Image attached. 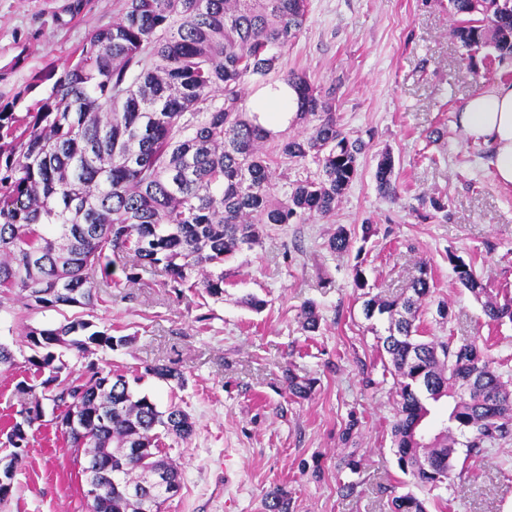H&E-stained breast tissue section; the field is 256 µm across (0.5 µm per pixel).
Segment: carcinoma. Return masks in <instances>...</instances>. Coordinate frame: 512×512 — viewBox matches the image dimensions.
I'll list each match as a JSON object with an SVG mask.
<instances>
[{
    "label": "carcinoma",
    "mask_w": 512,
    "mask_h": 512,
    "mask_svg": "<svg viewBox=\"0 0 512 512\" xmlns=\"http://www.w3.org/2000/svg\"><path fill=\"white\" fill-rule=\"evenodd\" d=\"M446 9L454 18L451 35L467 51L490 47L501 60L512 57V0H447ZM308 14L309 0H123L119 16L92 31L61 71L37 77L51 82L44 97L23 114L1 108L0 310L14 301L61 313L92 309L112 297V268L127 257L131 281L151 269L174 288L221 299L224 262L260 244L272 226L333 213L367 144L339 123L336 88L282 73L281 59ZM275 79L296 91L294 122L309 127L307 135L282 134L279 153L292 163L313 162L312 178L290 182L284 172L275 181L265 150L272 132L249 110L244 92L248 81L266 87ZM375 180L383 196L396 198L391 154L379 158ZM353 240L340 225L329 249L347 253ZM448 260L489 321H512V301L493 300L470 265ZM353 282L366 297L365 318L387 321L379 342L398 376L391 436L399 467L437 488L451 479L457 445L478 453L512 435V384L474 341L421 339L415 321L433 297L426 264L408 293L393 300L368 296L357 266ZM301 317L307 331H319L315 302L304 304ZM90 326L75 317L23 333L24 363L44 377L43 391L16 411L6 433L15 448L10 456L19 464L43 401L61 410L62 423L77 410L80 428L64 436L84 449L86 484L98 490L89 512H143L130 487L157 473L180 489L179 467L163 454L161 439L189 438L193 421L176 403L159 410L125 375L94 361L72 375L53 348L88 356L132 343L108 328L81 335ZM144 373L187 384L183 371L166 363L147 364ZM464 380L469 394L461 397ZM286 383L299 398L314 385L291 372ZM443 404L447 427L418 441L416 426ZM265 506L288 512L278 489ZM389 512L426 507L407 493L391 498Z\"/></svg>",
    "instance_id": "cac0c4a2"
}]
</instances>
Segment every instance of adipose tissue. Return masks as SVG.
<instances>
[{
  "mask_svg": "<svg viewBox=\"0 0 512 512\" xmlns=\"http://www.w3.org/2000/svg\"><path fill=\"white\" fill-rule=\"evenodd\" d=\"M267 129L278 132L294 119L297 96L284 83L259 90L249 102ZM465 135L484 144L498 184L512 189V83H502L468 98L456 114Z\"/></svg>",
  "mask_w": 512,
  "mask_h": 512,
  "instance_id": "ef3b65f1",
  "label": "adipose tissue"
}]
</instances>
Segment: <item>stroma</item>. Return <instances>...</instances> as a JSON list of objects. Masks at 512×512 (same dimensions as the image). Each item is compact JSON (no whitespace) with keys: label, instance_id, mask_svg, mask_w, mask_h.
Here are the masks:
<instances>
[{"label":"stroma","instance_id":"stroma-1","mask_svg":"<svg viewBox=\"0 0 512 512\" xmlns=\"http://www.w3.org/2000/svg\"><path fill=\"white\" fill-rule=\"evenodd\" d=\"M119 0H0V105L22 112L45 96L36 76L63 65L86 36L109 24ZM439 0H310L300 37L283 71L336 88V113L368 144L359 175L333 214L271 228L262 242L226 262L223 299L200 291L176 295L159 272L136 281L115 270L111 302L92 319L133 343L97 352L100 367L133 378L134 390L159 407L179 404L192 418L188 439L164 440L182 473L163 512H266L272 490L287 493L288 512H387L412 493L428 512H512V437L471 455L458 448L448 490L429 491L398 467L390 429L396 379L378 337L385 321L365 319L354 287L360 265L371 294H405L427 264L435 298L422 313L429 340L486 345L512 381V322L487 321L456 280L449 255L470 263L489 288L512 298V190L495 181L484 145L466 138L454 114L474 92L512 82V59L490 61L450 36ZM395 161L397 200L377 189L382 153ZM444 204L436 211L434 202ZM375 225L360 254L333 253L337 226ZM264 300L263 310L243 304ZM317 303L321 328L304 330L301 308ZM51 309L14 303L0 317V343L60 322ZM163 362L184 370L185 388L146 376ZM314 381L310 395H289L286 373ZM29 447L0 512H87L85 478L52 412L28 431ZM361 463L352 494L340 492L346 458Z\"/></svg>","mask_w":512,"mask_h":512}]
</instances>
